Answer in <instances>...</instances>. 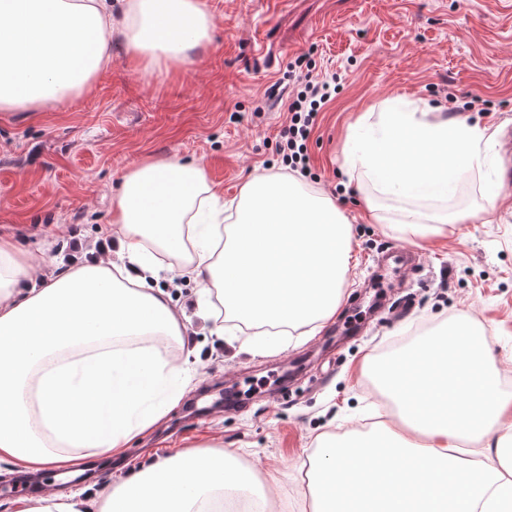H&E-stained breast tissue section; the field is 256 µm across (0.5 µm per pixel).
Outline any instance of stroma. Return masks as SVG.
<instances>
[{
    "label": "stroma",
    "mask_w": 512,
    "mask_h": 512,
    "mask_svg": "<svg viewBox=\"0 0 512 512\" xmlns=\"http://www.w3.org/2000/svg\"><path fill=\"white\" fill-rule=\"evenodd\" d=\"M202 2L214 28L190 63L147 71L116 43L109 68L74 101L0 114V235L25 249L53 239L57 265L69 266L80 249H98L114 183L148 157L201 165L234 214L252 175L288 174L279 132L299 58L337 76L307 143L311 173L297 182L330 197L351 224L344 300L314 331H260L228 316L219 339L192 314L184 347L162 351L190 362L179 403L122 456L98 455L103 478L48 490L91 496L156 458L219 444L276 489L279 512H313L303 468L318 437L341 440L388 418L363 365L391 342L425 328L444 335L468 312L472 333L488 338L500 392L512 395V184L500 173L512 127V0ZM396 99L491 132L481 164L458 177V201L385 192L365 171L347 173L348 134L381 139L383 126L361 118ZM410 211H444L451 223L413 240L399 226ZM408 250L419 254L410 273L394 260Z\"/></svg>",
    "instance_id": "35a3bbf8"
}]
</instances>
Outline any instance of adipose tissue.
I'll use <instances>...</instances> for the list:
<instances>
[{
	"label": "adipose tissue",
	"mask_w": 512,
	"mask_h": 512,
	"mask_svg": "<svg viewBox=\"0 0 512 512\" xmlns=\"http://www.w3.org/2000/svg\"><path fill=\"white\" fill-rule=\"evenodd\" d=\"M201 0H0V112H37L89 89L112 44L144 65L183 62L209 42ZM430 107L391 112L407 146L345 154L381 186L446 191L449 175L480 161L479 126L432 118ZM220 192L199 165L139 162L121 177L99 257L43 279L34 259L0 235V459L35 472L69 450L121 454L182 397L185 364L133 340L183 342L185 326L153 282L158 268L197 282L246 323L297 329L330 321L352 251L347 218L328 198L287 178L257 174L230 229ZM444 336L418 346L429 365L396 425L389 452L320 438L307 473L315 512H512V398L498 391L486 343L466 354ZM474 461L460 464L462 440ZM253 473L233 451L207 445L155 461L114 484L101 512H202Z\"/></svg>",
	"instance_id": "ef3b65f1"
}]
</instances>
